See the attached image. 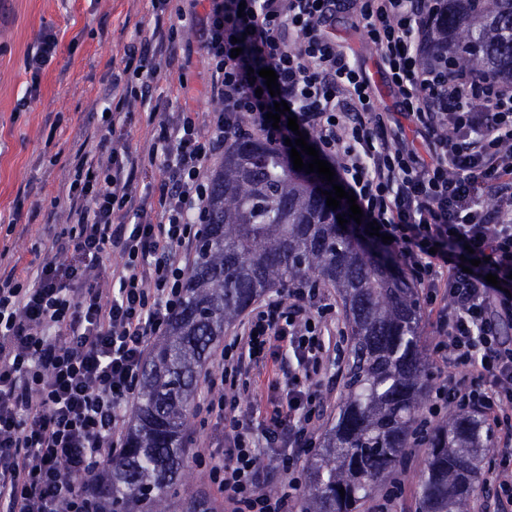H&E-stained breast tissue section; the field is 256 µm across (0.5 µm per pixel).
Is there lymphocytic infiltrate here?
I'll use <instances>...</instances> for the list:
<instances>
[{
  "label": "lymphocytic infiltrate",
  "instance_id": "f902f5d3",
  "mask_svg": "<svg viewBox=\"0 0 512 512\" xmlns=\"http://www.w3.org/2000/svg\"><path fill=\"white\" fill-rule=\"evenodd\" d=\"M150 2L153 26L138 29L123 70L111 75L109 116L70 160L56 202L67 228L35 260L0 271V512H93L86 485L123 447L148 347L183 302L195 227L207 217L208 165L244 137L247 118L284 145L291 130L267 118L278 98L355 194L363 223L388 236L386 250L435 314V355L466 370L439 388L429 415L451 406L512 428V345L499 335L512 323V83L422 64L430 0H209L200 39L219 107L162 118L151 79L176 63L178 29L168 19L181 9L178 0ZM346 10L363 20L422 145L374 112L369 78L328 32ZM265 67L277 75L278 97L264 90ZM132 102L148 109L149 157L165 172L150 206L135 191L138 158L121 137ZM483 191L495 208L480 207ZM469 248L480 264L466 273ZM113 253L120 264L104 267ZM490 273L499 286L487 283ZM318 296L298 283L263 301L205 377L202 409L222 422L224 450L201 446L196 456L224 512H292L316 438L314 383L330 363L311 314ZM281 348L296 365L272 379L285 396L259 410L256 434L224 391L236 388L244 364L266 363ZM264 455L292 473L288 491H266Z\"/></svg>",
  "mask_w": 512,
  "mask_h": 512
}]
</instances>
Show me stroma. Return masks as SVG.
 Segmentation results:
<instances>
[{
  "instance_id": "35a3bbf8",
  "label": "stroma",
  "mask_w": 512,
  "mask_h": 512,
  "mask_svg": "<svg viewBox=\"0 0 512 512\" xmlns=\"http://www.w3.org/2000/svg\"><path fill=\"white\" fill-rule=\"evenodd\" d=\"M180 5L183 17L177 22L175 44L180 65L157 73L155 95L165 113L186 107L209 112L216 104L208 92L209 72L198 35L207 0H181ZM153 23L149 0H0V249L9 248L28 261L38 243L55 229L64 228V219L52 216L51 205L68 176L69 158L83 130L97 126L105 106L108 76L112 68L121 67L124 48L136 28ZM45 26L57 32L58 51L35 83L25 69V57ZM336 40L369 77L375 111H396L382 60L363 27L355 26L353 17H337ZM183 84L188 94L180 93ZM33 85L38 88L34 94L29 91ZM27 96L31 104L18 110L19 101ZM150 138L145 114L133 109L124 141L145 161L135 182L138 196L145 199L163 175L159 165L146 162ZM18 207L29 223L25 232L12 233L8 222ZM323 302L328 307L323 322L331 338L340 342L321 387L325 413L319 425L325 428L334 422L337 405L346 392L350 328L335 289H326ZM202 438L222 446V426L197 411L183 437L190 477L179 485L174 502L199 500L205 512H222L220 497H205L206 469L192 453L196 440ZM426 454L422 443L406 449L399 472L402 486L389 481L379 485L364 501L361 512H372L376 504L385 501L390 512H419L418 488Z\"/></svg>"
}]
</instances>
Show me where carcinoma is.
Listing matches in <instances>:
<instances>
[{
    "mask_svg": "<svg viewBox=\"0 0 512 512\" xmlns=\"http://www.w3.org/2000/svg\"><path fill=\"white\" fill-rule=\"evenodd\" d=\"M434 61L512 79V0H445L427 34ZM206 239L185 300L152 348L126 446L96 495L102 512H171L187 480L182 436L198 382L224 327L266 290L316 276L336 288L352 334L347 392L310 465L301 512H360L400 465L425 396L427 359L414 289L341 228L316 178L272 142L244 138L212 177ZM489 450L483 420L460 412L429 440L421 512H467ZM345 490L340 496L339 489Z\"/></svg>",
    "mask_w": 512,
    "mask_h": 512,
    "instance_id": "carcinoma-1",
    "label": "carcinoma"
}]
</instances>
